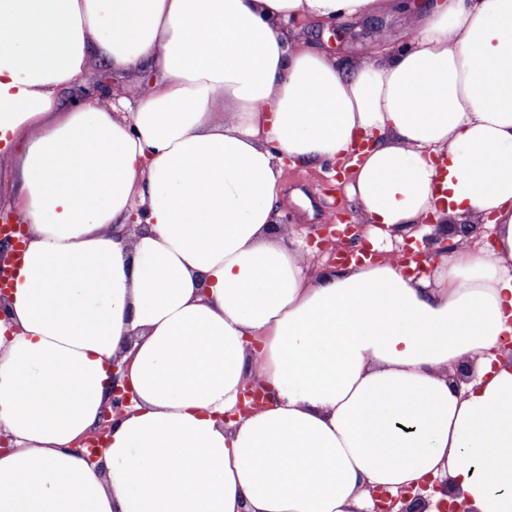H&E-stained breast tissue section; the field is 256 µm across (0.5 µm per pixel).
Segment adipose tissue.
<instances>
[{
	"instance_id": "obj_1",
	"label": "adipose tissue",
	"mask_w": 512,
	"mask_h": 512,
	"mask_svg": "<svg viewBox=\"0 0 512 512\" xmlns=\"http://www.w3.org/2000/svg\"><path fill=\"white\" fill-rule=\"evenodd\" d=\"M397 4L0 0V206L28 230L0 512H373L423 485L420 512H512V0H434L361 61L301 36ZM92 69L147 90L67 103ZM288 161L348 169L377 230L492 241L431 245L430 278L312 266L278 227ZM118 357L137 399L91 465ZM252 381L269 398L236 416Z\"/></svg>"
}]
</instances>
